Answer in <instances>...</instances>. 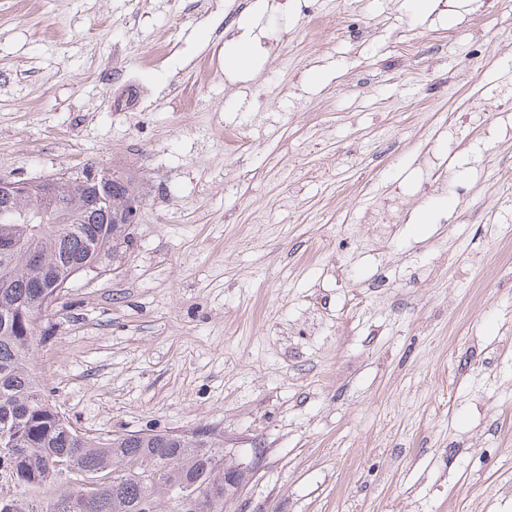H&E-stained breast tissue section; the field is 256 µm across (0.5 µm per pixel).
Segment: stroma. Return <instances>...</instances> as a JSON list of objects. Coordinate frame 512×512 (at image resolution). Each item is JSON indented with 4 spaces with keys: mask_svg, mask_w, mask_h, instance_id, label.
<instances>
[{
    "mask_svg": "<svg viewBox=\"0 0 512 512\" xmlns=\"http://www.w3.org/2000/svg\"><path fill=\"white\" fill-rule=\"evenodd\" d=\"M87 164L141 212L39 320L78 429H213L230 512H512V0H0V178Z\"/></svg>",
    "mask_w": 512,
    "mask_h": 512,
    "instance_id": "obj_1",
    "label": "stroma"
}]
</instances>
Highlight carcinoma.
I'll return each mask as SVG.
<instances>
[{
	"label": "carcinoma",
	"instance_id": "carcinoma-1",
	"mask_svg": "<svg viewBox=\"0 0 512 512\" xmlns=\"http://www.w3.org/2000/svg\"><path fill=\"white\" fill-rule=\"evenodd\" d=\"M82 167L54 194L17 195L0 207V512H172L169 500L199 491L224 496V477L247 472L209 430L93 436L77 431L33 373L38 316L60 276L76 278L128 242L112 217L137 199L123 173L96 189Z\"/></svg>",
	"mask_w": 512,
	"mask_h": 512
}]
</instances>
